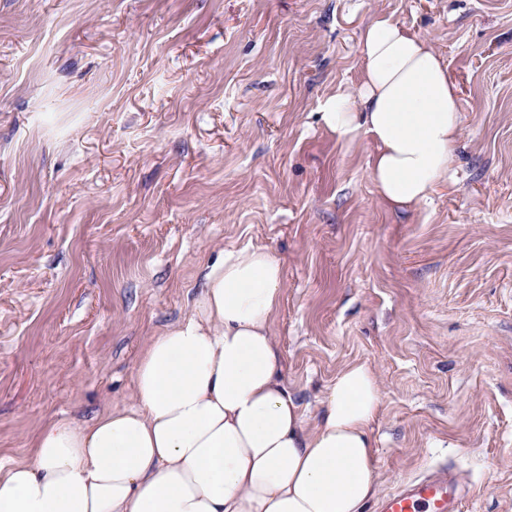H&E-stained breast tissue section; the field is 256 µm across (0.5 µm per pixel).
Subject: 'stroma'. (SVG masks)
I'll list each match as a JSON object with an SVG mask.
<instances>
[{"instance_id":"1","label":"stroma","mask_w":512,"mask_h":512,"mask_svg":"<svg viewBox=\"0 0 512 512\" xmlns=\"http://www.w3.org/2000/svg\"><path fill=\"white\" fill-rule=\"evenodd\" d=\"M385 14L448 63L456 180L407 210L322 105ZM270 249L272 334L307 423L376 373L379 495L447 465L512 512V0H0V461L133 401L202 267Z\"/></svg>"}]
</instances>
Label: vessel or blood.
I'll list each match as a JSON object with an SVG mask.
<instances>
[{"label": "vessel or blood", "mask_w": 512, "mask_h": 512, "mask_svg": "<svg viewBox=\"0 0 512 512\" xmlns=\"http://www.w3.org/2000/svg\"><path fill=\"white\" fill-rule=\"evenodd\" d=\"M463 495L458 478L445 468L407 480L378 502L376 512H460Z\"/></svg>", "instance_id": "1"}]
</instances>
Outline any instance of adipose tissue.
Here are the masks:
<instances>
[{"label": "adipose tissue", "instance_id": "1", "mask_svg": "<svg viewBox=\"0 0 512 512\" xmlns=\"http://www.w3.org/2000/svg\"><path fill=\"white\" fill-rule=\"evenodd\" d=\"M360 53L356 94L329 98L321 118L337 140L371 135L383 200L425 202L454 179L448 64L384 15ZM282 282L267 249L220 252L187 315L141 350L134 405L43 424L27 460L0 462V512H364L377 492L378 379L345 367L307 425L271 331Z\"/></svg>", "mask_w": 512, "mask_h": 512}]
</instances>
